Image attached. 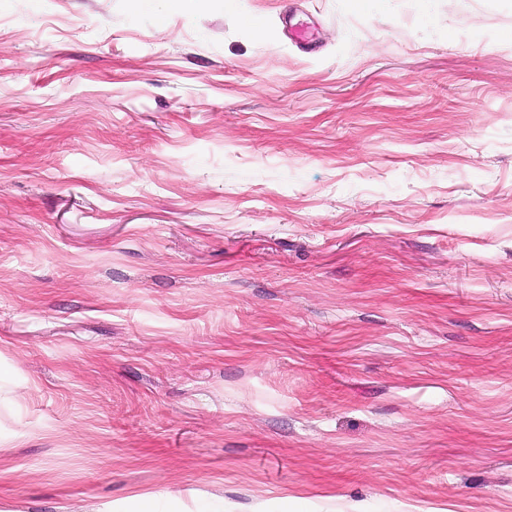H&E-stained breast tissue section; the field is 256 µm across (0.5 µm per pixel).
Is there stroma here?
<instances>
[{"mask_svg": "<svg viewBox=\"0 0 512 512\" xmlns=\"http://www.w3.org/2000/svg\"><path fill=\"white\" fill-rule=\"evenodd\" d=\"M164 7L0 0V512H512V0Z\"/></svg>", "mask_w": 512, "mask_h": 512, "instance_id": "stroma-1", "label": "stroma"}]
</instances>
